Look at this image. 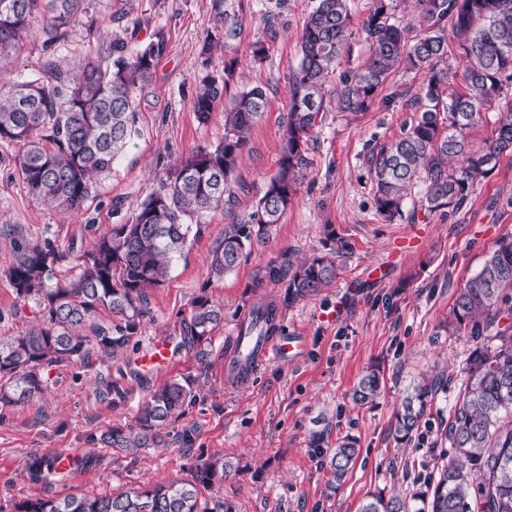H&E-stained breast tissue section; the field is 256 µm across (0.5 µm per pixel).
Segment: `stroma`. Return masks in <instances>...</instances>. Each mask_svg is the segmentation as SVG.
Instances as JSON below:
<instances>
[{
  "instance_id": "1",
  "label": "stroma",
  "mask_w": 512,
  "mask_h": 512,
  "mask_svg": "<svg viewBox=\"0 0 512 512\" xmlns=\"http://www.w3.org/2000/svg\"><path fill=\"white\" fill-rule=\"evenodd\" d=\"M317 0H87L93 30L77 27L46 50L33 34L11 66L12 77L35 78L48 57L71 62L105 54L113 39L136 44L162 40L151 83L135 90L138 134L114 164L96 195L75 213L36 202L18 174L22 150L0 144V338L18 335L39 320L33 307L17 303L7 278L14 256L52 240L64 271L90 250L112 225L131 220L161 170L224 136V111L199 124L191 101L202 75L197 63L216 12L238 23L236 38L211 58L219 73L238 65L230 91L255 85L270 105L250 132L237 179L244 190L233 211L201 220L166 281L148 293V310L131 343L116 353L91 346L84 361L49 372L43 397L20 406H0V512H12L27 497L69 493L116 495L132 486L189 478L197 464L223 457L228 466L205 498L211 512H359L369 492L408 493L441 464V432L462 382L469 346L448 324L459 290L479 271L501 239H512V152L470 195L447 214L419 209L421 187H413L404 215L382 221L375 212L363 156L369 144L397 136L413 116L410 102L422 91L425 71L397 70L365 112H340L328 103L313 129L311 166L291 207L265 243L243 257L236 270L210 277L208 257L229 225L248 220L264 184L277 170L287 124L290 78L300 59V36ZM277 17L268 37L264 18ZM266 53L249 54L255 41ZM336 250L343 273L322 294L283 305L285 284L256 287L257 274L282 252L294 260ZM208 298L224 309V321L207 343L184 338L194 302ZM282 304V328L305 340L285 359L264 363L245 385L224 383V337L260 303ZM177 346L173 366L143 376L134 363L152 340ZM380 363L385 387L375 404L358 406L351 392L367 366ZM441 377L443 387L428 406L414 441L397 447L392 424L408 387L423 377ZM191 378L195 397L161 431L162 441L137 454L114 452L100 442L112 428L135 425L154 390ZM323 430L325 451L310 435ZM191 431L184 445L182 431ZM359 440V456L345 482L327 487L329 449L345 435ZM66 454L77 459L68 472L33 479L29 456Z\"/></svg>"
}]
</instances>
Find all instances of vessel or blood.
<instances>
[{
    "mask_svg": "<svg viewBox=\"0 0 512 512\" xmlns=\"http://www.w3.org/2000/svg\"><path fill=\"white\" fill-rule=\"evenodd\" d=\"M302 340L275 332L269 336L246 334L244 324H237L229 338V350L224 358V381L238 384L250 380L255 367L264 361L277 358L291 350L301 348ZM174 359L170 340L155 341L137 359L143 374L152 375L169 367Z\"/></svg>",
    "mask_w": 512,
    "mask_h": 512,
    "instance_id": "vessel-or-blood-1",
    "label": "vessel or blood"
}]
</instances>
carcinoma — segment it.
Segmentation results:
<instances>
[{
	"mask_svg": "<svg viewBox=\"0 0 512 512\" xmlns=\"http://www.w3.org/2000/svg\"><path fill=\"white\" fill-rule=\"evenodd\" d=\"M84 2L0 0V142L24 148L18 173L28 193L63 211L80 209L130 144L138 116L133 90L152 81L161 53L158 42L130 50L115 39L107 55L85 58L75 67L50 59L37 78L4 74L3 65L19 54L34 28H41L47 49L65 40L82 24ZM399 2L369 0L361 24L369 54L359 69H339L354 35L348 0H319L309 14L300 37V62L291 76L277 172L249 220L230 225L211 251L213 276L235 270L292 205L302 172L311 164L310 132L327 97L336 101L339 112H365L399 68L427 71L423 95L412 103L411 121L365 155L375 210L384 221L403 216L404 200L419 182L425 212L460 209L500 156L512 152V96L507 95L512 86V0H419L423 33L412 41L397 23ZM235 36L234 23L217 12L199 51L200 66L207 68L213 53ZM450 36L467 58L466 89L447 97L448 71L440 63L448 57ZM236 65L235 60L224 64L222 76L206 74L192 100L200 124L224 105L223 140L163 168L131 222L113 225L91 250L76 257L74 271L61 279L54 275L60 255L48 239L22 249L11 264L8 280L15 298L34 306L40 322L0 340L1 406L42 396L47 368L84 360L89 337L80 329L102 311L120 323L91 326L97 344L114 352L127 345L146 314L147 290L160 286L184 254L193 223L207 213L233 208L241 188L237 171L243 151L268 106L262 86L229 94ZM495 106L504 112L492 135L473 146L469 131ZM339 272L334 252L297 263L284 253L259 274L257 285L285 280L287 301L293 303L331 287ZM278 312L279 305L270 302L258 307L256 318L270 332ZM450 317L469 344L464 379L444 432L455 457L412 493H373L359 512H512V240L502 241L466 282ZM223 320L221 309L200 298L187 335L196 344L206 343ZM383 384L380 367H373L354 387L353 402H374ZM193 385L185 378L160 386L136 426L112 428L101 443L126 454L158 445V428L193 400ZM438 389L435 378L412 387L396 414L398 445L412 441ZM355 445L348 435L336 442L329 459L330 484L344 480L357 455ZM220 472L224 460L215 458L198 466L190 480L132 486L110 496L25 498L14 504V512H208L200 490Z\"/></svg>",
	"mask_w": 512,
	"mask_h": 512,
	"instance_id": "obj_1",
	"label": "carcinoma"
}]
</instances>
